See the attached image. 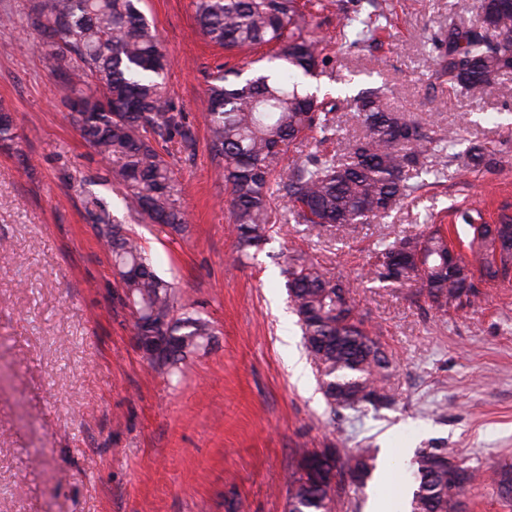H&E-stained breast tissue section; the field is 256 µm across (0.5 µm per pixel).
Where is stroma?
Wrapping results in <instances>:
<instances>
[{"instance_id": "35a3bbf8", "label": "stroma", "mask_w": 512, "mask_h": 512, "mask_svg": "<svg viewBox=\"0 0 512 512\" xmlns=\"http://www.w3.org/2000/svg\"><path fill=\"white\" fill-rule=\"evenodd\" d=\"M306 8L305 35L329 62L317 82L338 99V131L303 152L343 155L361 134L338 98L378 87L387 105L421 122L455 152L448 175L367 224L319 228L285 222L275 199L261 249L231 256L229 194L214 174L204 96L217 65L246 69L275 45L226 51L199 31L193 0H142L171 60L167 99L194 134L160 142L177 203L178 235L122 209V185L82 138L36 31L0 26V105L18 137L0 143V512H287L294 450L447 448L481 478L461 496L464 512H512V281L475 275L477 303L440 312L410 288L371 278L382 245L442 226L467 253L463 212L486 223L512 216V72L472 92L435 86L431 37L448 22L474 23L478 0H378L385 15L372 40L336 42L343 0ZM491 151L488 167L463 152ZM103 199L135 232L157 272L176 286L179 312L211 319V341L175 375L136 341L134 317L111 255L90 215ZM304 255L350 282L352 298L391 362V406L331 411L305 352L284 288L286 256Z\"/></svg>"}]
</instances>
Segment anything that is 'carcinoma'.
Returning a JSON list of instances; mask_svg holds the SVG:
<instances>
[{"label": "carcinoma", "mask_w": 512, "mask_h": 512, "mask_svg": "<svg viewBox=\"0 0 512 512\" xmlns=\"http://www.w3.org/2000/svg\"><path fill=\"white\" fill-rule=\"evenodd\" d=\"M339 8L336 34L366 41L381 27L383 13L363 12L362 2ZM141 0H44L17 21L0 17L3 26L19 25L41 33L60 63L57 78L73 93L80 132L100 158L113 163L108 174L124 185V208L143 220L174 232L187 225L175 205L173 171L156 143L180 127L171 111L163 76L169 59L153 25L139 8ZM305 14L297 0H195L196 23L208 41L226 50L274 43L276 63L229 79L217 72L206 91L210 144L219 158L215 174L229 189L230 220L235 236L233 261L239 262L265 241L272 197L287 202V216L297 224L328 227L364 224L384 217L428 185L438 173L426 162L435 142L431 131L405 119L374 88L359 91L351 107L363 136L344 155L314 151L272 176L287 151L311 133L325 142L336 134V104L298 90V78L316 77L326 64L325 47L300 32ZM62 18L69 25L59 28ZM505 39L493 45L484 30ZM433 76L442 88L474 90L512 71V0H480L477 23L450 24L432 38ZM16 137L10 112L0 108V141ZM95 228L112 256L119 285L136 316V340L142 346L162 342L154 355L161 366L176 367L214 335L209 319L185 312L175 316L173 284L146 257L139 238L95 215ZM454 274L441 268L448 239L439 228L385 246L369 272L374 278L405 285L439 310L470 302L463 292L473 268L491 272L512 265V253L495 257L469 246ZM286 288L303 344L321 377L331 410L388 407L385 386L389 358L350 303V289L302 255L288 257ZM299 477L288 484V512H335L343 478L357 475L363 484L376 469L373 448H300ZM459 461L457 484H448V464ZM479 471L446 448H421L412 462L413 490L407 512H461L460 495Z\"/></svg>", "instance_id": "carcinoma-1"}]
</instances>
